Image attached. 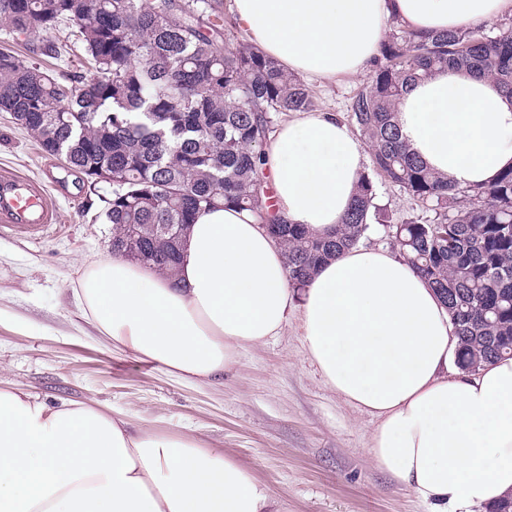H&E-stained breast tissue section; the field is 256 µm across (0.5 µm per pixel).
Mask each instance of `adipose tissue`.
Instances as JSON below:
<instances>
[{"mask_svg":"<svg viewBox=\"0 0 512 512\" xmlns=\"http://www.w3.org/2000/svg\"><path fill=\"white\" fill-rule=\"evenodd\" d=\"M252 45L311 82L368 70L392 23L445 32L512 16V0H231ZM411 152L463 186L512 166V104L493 81L445 69L397 115ZM366 145L335 113L294 112L264 148L279 214L329 234L347 212ZM73 294L114 347L208 383L301 312L327 386L377 419L369 454L434 512H488L512 495V358L457 370L436 292L402 258L356 246L303 295L283 248L250 213L202 212L174 272L121 257L85 266ZM0 512H276L250 469L190 433L131 430L79 401L0 389Z\"/></svg>","mask_w":512,"mask_h":512,"instance_id":"obj_1","label":"adipose tissue"}]
</instances>
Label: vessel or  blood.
Returning a JSON list of instances; mask_svg holds the SVG:
<instances>
[{
    "label": "vessel or blood",
    "mask_w": 512,
    "mask_h": 512,
    "mask_svg": "<svg viewBox=\"0 0 512 512\" xmlns=\"http://www.w3.org/2000/svg\"><path fill=\"white\" fill-rule=\"evenodd\" d=\"M57 221V205L46 184L0 168V232L34 236Z\"/></svg>",
    "instance_id": "obj_1"
}]
</instances>
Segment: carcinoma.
<instances>
[{"label":"carcinoma","mask_w":512,"mask_h":512,"mask_svg":"<svg viewBox=\"0 0 512 512\" xmlns=\"http://www.w3.org/2000/svg\"><path fill=\"white\" fill-rule=\"evenodd\" d=\"M69 23L89 72L71 83L0 51V112L47 154L82 173L112 225V254L172 270L194 223L233 205L284 246L288 282L360 244L374 208L369 176L336 231L319 237L273 204L263 151L276 118L316 108L303 80L249 43L234 42L223 0H0V30L35 36ZM453 65L492 77L512 100V29L423 33L392 26L350 111L374 171L433 218L396 228L400 256L443 299L468 372L512 357V169L482 187L430 170L395 121L408 87Z\"/></svg>","instance_id":"carcinoma-1"}]
</instances>
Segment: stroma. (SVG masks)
I'll return each instance as SVG.
<instances>
[{
  "label": "stroma",
  "mask_w": 512,
  "mask_h": 512,
  "mask_svg": "<svg viewBox=\"0 0 512 512\" xmlns=\"http://www.w3.org/2000/svg\"><path fill=\"white\" fill-rule=\"evenodd\" d=\"M50 30L4 39L0 48L41 63L62 81L84 74L82 53L55 60L39 54L64 38ZM363 72L310 84L318 108L352 123ZM0 166L54 179L59 224L31 237H0V387L17 385L49 404L93 401L133 427L190 433L249 467L280 512H427L405 485L372 462L377 422L331 391L313 365L291 314L281 336L240 351L236 365L209 384H186L159 365L113 347L91 332L69 283L86 262L111 257L112 227L82 174L43 153L8 114L0 112ZM378 212L363 245L395 250V225L424 217L407 194L373 176Z\"/></svg>",
  "instance_id": "1"
}]
</instances>
